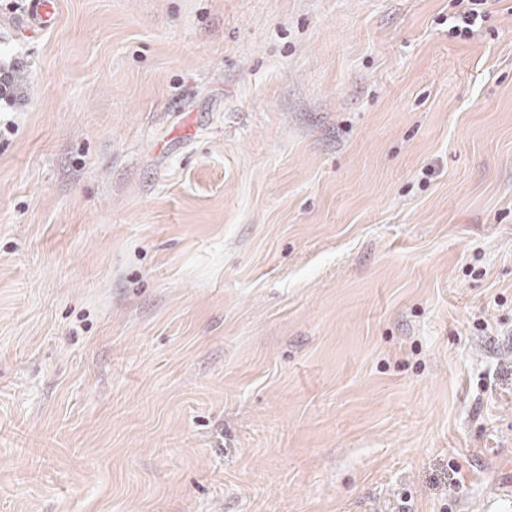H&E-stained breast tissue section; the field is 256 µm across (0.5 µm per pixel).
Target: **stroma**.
Segmentation results:
<instances>
[{
	"label": "stroma",
	"mask_w": 512,
	"mask_h": 512,
	"mask_svg": "<svg viewBox=\"0 0 512 512\" xmlns=\"http://www.w3.org/2000/svg\"><path fill=\"white\" fill-rule=\"evenodd\" d=\"M0 0V512H512V0ZM57 7L56 0H30L24 33L36 38L43 30L51 27L56 21ZM468 2V5L459 10L452 16V26L455 37L469 38L474 32V27L478 20L485 21L486 15L483 11V5L486 0H459L458 5Z\"/></svg>",
	"instance_id": "stroma-1"
}]
</instances>
